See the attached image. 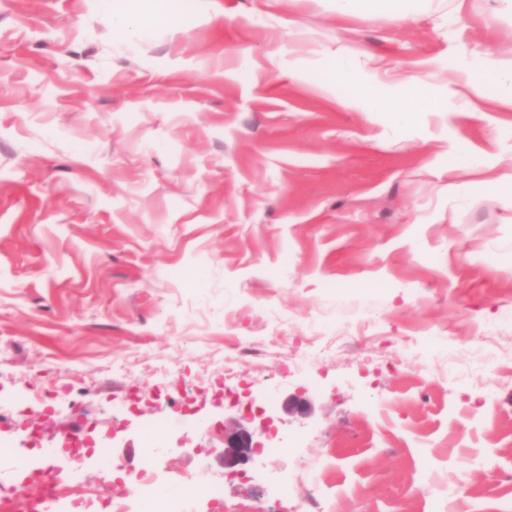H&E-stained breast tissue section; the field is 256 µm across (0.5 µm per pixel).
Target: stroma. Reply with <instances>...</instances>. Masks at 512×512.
Returning a JSON list of instances; mask_svg holds the SVG:
<instances>
[{
    "label": "stroma",
    "mask_w": 512,
    "mask_h": 512,
    "mask_svg": "<svg viewBox=\"0 0 512 512\" xmlns=\"http://www.w3.org/2000/svg\"><path fill=\"white\" fill-rule=\"evenodd\" d=\"M457 3L399 26L173 0L120 36L98 0H0V485L71 461L32 436L77 433L89 496L57 512H112L168 416L162 467L223 486L184 512H512V108L407 126L318 69L336 49L389 82L512 64V18ZM237 425L256 447L228 468Z\"/></svg>",
    "instance_id": "stroma-1"
}]
</instances>
